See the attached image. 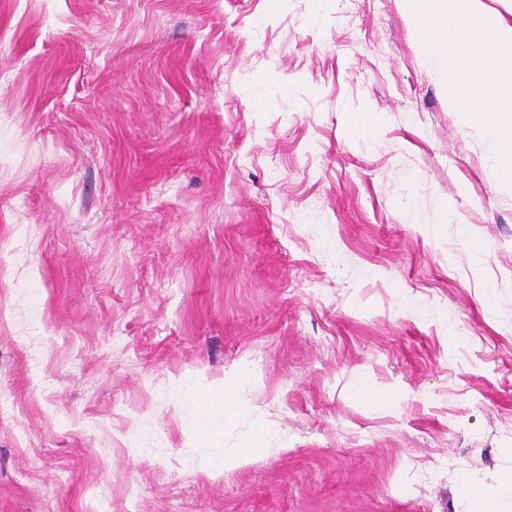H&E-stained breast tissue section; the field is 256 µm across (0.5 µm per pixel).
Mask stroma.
<instances>
[{
	"mask_svg": "<svg viewBox=\"0 0 512 512\" xmlns=\"http://www.w3.org/2000/svg\"><path fill=\"white\" fill-rule=\"evenodd\" d=\"M509 470L512 178L400 0H0V512H469Z\"/></svg>",
	"mask_w": 512,
	"mask_h": 512,
	"instance_id": "35a3bbf8",
	"label": "stroma"
}]
</instances>
